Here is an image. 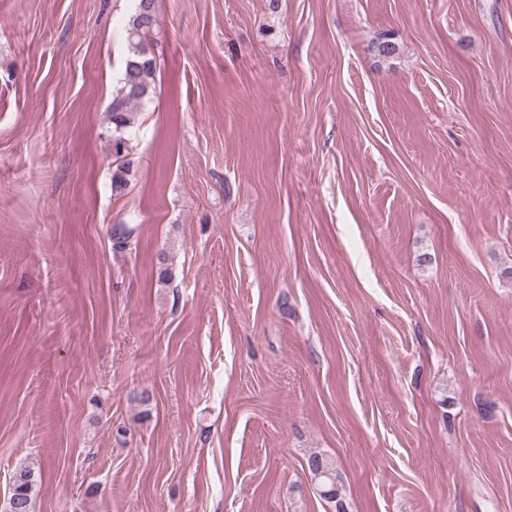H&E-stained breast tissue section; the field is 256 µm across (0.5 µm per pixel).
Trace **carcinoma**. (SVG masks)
Wrapping results in <instances>:
<instances>
[{"mask_svg": "<svg viewBox=\"0 0 512 512\" xmlns=\"http://www.w3.org/2000/svg\"><path fill=\"white\" fill-rule=\"evenodd\" d=\"M158 26L156 0H136L125 24V65L107 108L112 122V190L119 194L127 188L131 172V162L125 160L128 130L135 123L136 113L150 104L156 93ZM112 238L114 246L129 247L134 229L117 224ZM307 464L320 497L333 505L334 512H348L334 463L323 454H313ZM35 482V474L28 468L13 474L8 512H31Z\"/></svg>", "mask_w": 512, "mask_h": 512, "instance_id": "carcinoma-1", "label": "carcinoma"}]
</instances>
